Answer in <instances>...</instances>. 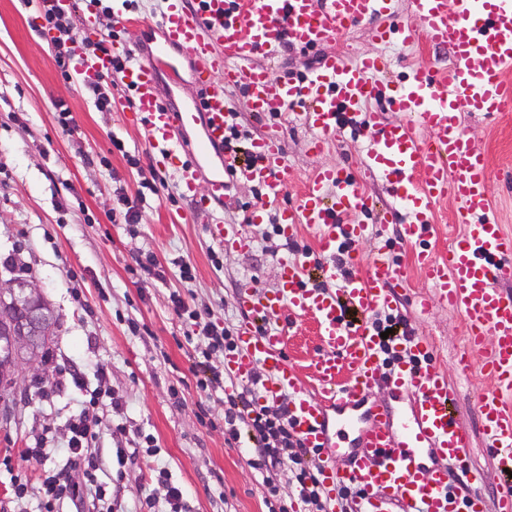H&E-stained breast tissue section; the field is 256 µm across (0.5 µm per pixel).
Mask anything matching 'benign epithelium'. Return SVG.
Returning <instances> with one entry per match:
<instances>
[{
    "instance_id": "benign-epithelium-1",
    "label": "benign epithelium",
    "mask_w": 512,
    "mask_h": 512,
    "mask_svg": "<svg viewBox=\"0 0 512 512\" xmlns=\"http://www.w3.org/2000/svg\"><path fill=\"white\" fill-rule=\"evenodd\" d=\"M55 318L36 281L0 280V321L18 325L17 331L8 337L10 354L0 366V381L10 389L19 387L21 372L41 373L37 354L51 339Z\"/></svg>"
}]
</instances>
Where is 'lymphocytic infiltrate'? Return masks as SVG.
Here are the masks:
<instances>
[{"label":"lymphocytic infiltrate","instance_id":"lymphocytic-infiltrate-1","mask_svg":"<svg viewBox=\"0 0 512 512\" xmlns=\"http://www.w3.org/2000/svg\"><path fill=\"white\" fill-rule=\"evenodd\" d=\"M97 9L100 24L104 30L103 40L92 42L77 36L79 5L72 0L68 8H61L53 0H42L41 17L45 31L51 32V48L59 67L69 69L75 53L89 57L106 54V42L117 35L118 21L111 7L104 0H89ZM174 311L189 320L198 321L200 315L191 310L189 303L178 294L172 295ZM200 335L206 351H232L236 346V334L231 326H218L201 322ZM204 373L203 389L207 394L223 393L226 410L224 429L229 439H238L241 432H248L253 448L250 462L254 468L264 471L263 482L273 487L279 476H286L295 482L303 494L307 512H328V501L320 480L311 468L312 450L305 447L296 435L288 416L287 401L271 405H258L263 378L253 377L244 383L226 379L222 373L211 368L207 360L196 363ZM99 404L98 393H91L83 411L68 425L67 460L68 468L50 469L46 463L49 451L43 443L23 449L21 458L27 464L45 467V477L39 487H31L26 479L15 474L11 486L15 500L36 497L39 512H78L82 508L84 492H91L95 500H103L106 491L98 478L101 462L90 451L95 435L94 419Z\"/></svg>","mask_w":512,"mask_h":512}]
</instances>
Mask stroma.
<instances>
[{
    "label": "stroma",
    "mask_w": 512,
    "mask_h": 512,
    "mask_svg": "<svg viewBox=\"0 0 512 512\" xmlns=\"http://www.w3.org/2000/svg\"><path fill=\"white\" fill-rule=\"evenodd\" d=\"M331 52L350 63L387 52L394 57V68L380 81L383 95L362 107L356 132L338 133L323 153L309 150L312 133L303 122L279 123L288 164V204L299 202L306 180L317 169L336 166L359 172L369 140L401 118L386 90L405 81L419 64L444 70L452 62L446 47L421 41L397 46L374 42L369 23L362 22L342 30L321 49L292 45L272 56L257 54L252 64L282 80L308 74L321 54ZM111 99V111H97L78 79L62 76L36 7L0 0V277L35 280L58 315L47 346L51 357L43 362L41 374L22 373L25 394L0 393V398L16 401L14 416L0 419V456L19 457L22 448L41 439L51 450L49 465L63 467L67 426L83 410L89 391L96 390L102 394L97 448L120 443L140 451L134 462L110 465L100 476L105 487L123 488L110 504L112 512H140L148 497L155 512H169L166 487L158 479L162 469L182 487L188 512L289 510L295 485L283 480L276 494H268L260 471L248 463L247 442L226 441L224 402L206 398L198 384L194 356L201 340L171 303L176 293L189 298L204 320L241 325V287L260 293L273 289L279 256L261 249L258 224L240 226L252 242L249 249L224 248L211 238L180 188L175 200L163 193L153 198L140 223H112L111 214L123 209L112 192L113 179H120L127 195H135L142 170L153 165L154 150L144 124L129 121L132 107L122 87L113 88ZM61 108L71 112L73 131L57 124L55 114ZM462 125L489 159L491 201L500 223L512 233V112H466ZM116 139L139 151L140 169L115 152ZM99 156L107 157L108 167L96 164ZM365 190L382 206L352 221L372 226L388 241V257L398 261L405 275L399 311L430 342L436 364L458 393L460 412L475 432L470 464L483 473L487 512H497L498 475L478 433L474 408L478 394L492 386L481 371L483 359L474 356L469 371L459 372L457 355L466 340L461 316L438 305L423 314L416 305L418 295L430 288L415 266V254H447L463 232L455 204L440 201L430 233L403 245L383 211L392 201L389 188L370 180ZM182 212L190 214V222L170 223V215ZM149 257L162 267L163 277L140 267V260ZM185 262L195 269L193 281L180 278ZM319 349L313 321L294 323L286 353L312 392L317 385L310 360ZM101 366L107 369L102 379L97 376ZM69 368L83 373L84 389L57 388L59 376ZM115 395L123 400L121 408L111 404ZM150 446L155 449L151 455L146 452Z\"/></svg>",
    "instance_id": "stroma-1"
}]
</instances>
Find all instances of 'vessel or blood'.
Instances as JSON below:
<instances>
[{"label":"vessel or blood","mask_w":512,"mask_h":512,"mask_svg":"<svg viewBox=\"0 0 512 512\" xmlns=\"http://www.w3.org/2000/svg\"><path fill=\"white\" fill-rule=\"evenodd\" d=\"M413 10L397 18L394 0H167L160 26L164 42L155 47L114 42L109 54L76 56L79 77L107 76L113 62H123L121 81L134 94L133 118L144 121L149 141L158 147L156 165L174 171L186 193L197 194L202 157L224 153L229 122L225 87L247 89L249 109L260 115L299 111L312 131L311 150L324 151L361 106L374 99L379 74L392 66L385 55L348 65L330 54L303 82L275 81L252 58L284 44L317 48L361 21L385 17L389 26L373 31L376 41L403 43L422 39L450 47L454 60L445 74L429 64L414 68L396 85L390 100L401 121L383 129L367 148L368 162L360 173L342 168L316 170L307 180L298 204H281V236L294 240L302 225L317 232L311 257L286 254L279 258L275 288L258 293L243 288L240 304L246 313L237 348L224 367L233 379H250L256 369L265 378L262 401L287 397L295 430L309 448H327L332 438L349 439L343 466L319 459L317 467L326 496L338 485L353 483L364 492L365 512H486L478 490L480 475L470 466L472 433L457 406V394L431 359V347L414 332L394 337L396 350L410 360L384 366L382 339L367 321L371 312L397 309L405 280L387 258L386 245L370 255L351 251L352 269L342 288L309 287L310 279L336 277L333 259L341 238L360 243L372 238L367 224H345L342 216L374 207L364 183H386L395 207L390 223L400 225L404 244L419 240L429 229L436 203L452 197L465 231L436 261L427 252L419 264L432 289L421 310L439 302L458 312L467 341L458 365L467 368L471 352L486 353L485 372L494 386L480 393L476 406L481 432L498 470L512 472V235L500 224L488 192L491 171L486 155L464 131L465 112L512 109V0H412ZM189 63L196 97L176 106L162 92L159 71L178 75ZM202 121L204 136L196 154L187 156L185 126ZM427 137H420V130ZM245 180L261 186L267 199L280 201L288 188V165L277 127L251 142L241 166ZM197 194L200 210L220 207L228 180L218 175ZM224 246L248 249L249 239L221 223L209 227ZM310 316L317 325L321 348L314 359L319 397L302 387L285 348L297 319ZM388 378L389 395L375 400L371 389L379 375ZM456 466L471 487L459 503L448 487V468Z\"/></svg>","instance_id":"1"}]
</instances>
